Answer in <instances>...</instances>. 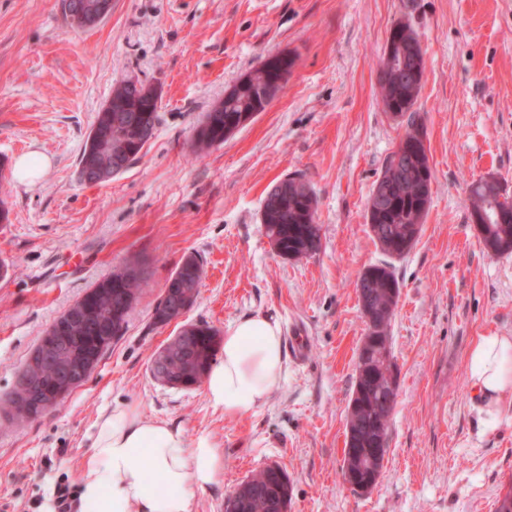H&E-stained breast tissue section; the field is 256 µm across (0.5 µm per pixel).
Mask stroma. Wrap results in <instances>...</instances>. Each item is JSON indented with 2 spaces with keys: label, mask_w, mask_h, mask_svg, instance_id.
<instances>
[{
  "label": "stroma",
  "mask_w": 512,
  "mask_h": 512,
  "mask_svg": "<svg viewBox=\"0 0 512 512\" xmlns=\"http://www.w3.org/2000/svg\"><path fill=\"white\" fill-rule=\"evenodd\" d=\"M425 53L414 106L433 172L419 238L390 261L366 202L407 126L380 94L379 64L398 23ZM295 63L284 90L223 144L197 152L206 112L268 56ZM158 92L159 122L139 159L88 185L79 162L114 86ZM50 164L35 182L18 157ZM301 177L317 200L321 247L287 260L261 222L267 191ZM493 176L512 192V0H115L87 29L64 0H0V399L46 330L94 283L137 256L149 288L80 387L21 425L0 418V507L50 512L56 483L80 481L102 409L134 406L224 453V477L194 512H224L234 487L269 463L288 473V512H495L512 487V404L484 421L468 355L512 336V254L489 252L470 217V186ZM204 260L182 321L154 325L167 279ZM391 262L400 296L390 326L398 396L381 477L359 494L342 481L357 348L367 332L356 282ZM254 314L300 326L303 361L284 351L270 401L227 418L203 388L156 381L153 354L181 323L217 330ZM49 161L44 156L25 154L15 163V176L21 182H33L41 177L48 167Z\"/></svg>",
  "instance_id": "stroma-1"
}]
</instances>
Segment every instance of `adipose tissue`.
<instances>
[{
	"label": "adipose tissue",
	"mask_w": 512,
	"mask_h": 512,
	"mask_svg": "<svg viewBox=\"0 0 512 512\" xmlns=\"http://www.w3.org/2000/svg\"><path fill=\"white\" fill-rule=\"evenodd\" d=\"M285 371L278 324L263 315L230 324L204 380L209 404L245 416L271 399ZM470 387L496 419L512 400V336H481L469 352ZM224 455L209 435L143 418L135 407L102 410L79 486L81 512H193L196 493L219 483Z\"/></svg>",
	"instance_id": "ef3b65f1"
}]
</instances>
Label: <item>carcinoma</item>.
<instances>
[{
	"label": "carcinoma",
	"mask_w": 512,
	"mask_h": 512,
	"mask_svg": "<svg viewBox=\"0 0 512 512\" xmlns=\"http://www.w3.org/2000/svg\"><path fill=\"white\" fill-rule=\"evenodd\" d=\"M391 32L396 40L397 65L382 60L379 75L381 96L388 112L407 117V127L399 145L388 158L380 177L367 200V220L373 239L390 257H400L416 243L423 221L431 204L432 169L421 137L424 127L412 111L422 89L420 68L421 45L408 23H398ZM293 59L279 60L271 69H257L239 80L224 93L206 113L196 134V143L212 147L224 143V138L244 125L254 112L265 110L263 101L251 84L254 79L276 82V70L292 68ZM151 100L145 101L147 110L137 106L140 90L123 82L112 90V97L130 101L127 112H100L89 134L83 153L98 154L99 160L110 157L104 150L114 142L137 147L149 142L158 124V94L150 89ZM501 181L486 184L478 181L471 185V215L479 225L485 246L494 254L512 252V222L500 224L495 219ZM317 199L309 185L300 178L288 177L275 184L266 194L261 214L264 215L265 234L280 246V256L300 259L317 252L321 246V227L316 224ZM202 258L186 256L167 279L165 288L153 310V324L170 323L179 307L191 308L198 295L199 270ZM136 266L129 262L96 282L78 301L55 321L70 337V353L91 358L99 363L112 341L123 335L126 319L140 295L148 287L144 279L131 278L128 271ZM363 278L362 311H370L372 324L357 349L356 371H364L365 378L355 377V407L348 410L346 428L352 432L350 448L345 450L341 470L361 478L382 471L380 459L373 460L355 452L357 448H377L387 444L394 406L388 403L387 378L382 365L373 354L383 350L387 367H395L389 344V327L396 302L393 295L400 293V283L392 265H370L361 273ZM188 338L172 350L164 363L150 369L152 376L161 373L165 384L172 388L192 389L200 385L212 364L217 360L221 336L207 325L185 323L181 325ZM55 366L45 362H26L20 375H29L40 384L33 387L14 385L9 398L0 406V412L15 421L29 417L17 412L18 404L26 403L32 409V418L41 416L39 404L44 389L49 387ZM234 512H287L292 499V486L281 487L274 472L263 468L241 482L232 494Z\"/></svg>",
	"instance_id": "carcinoma-1"
}]
</instances>
